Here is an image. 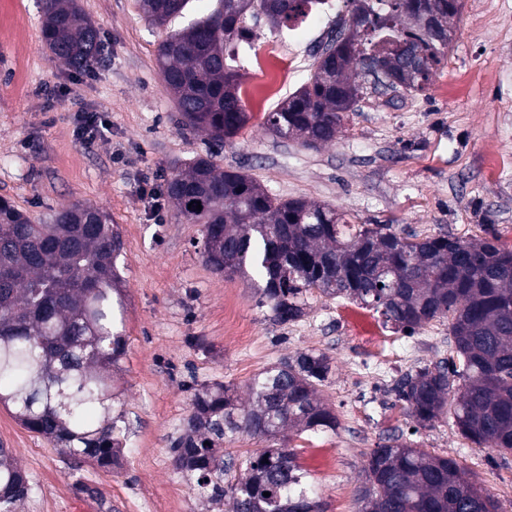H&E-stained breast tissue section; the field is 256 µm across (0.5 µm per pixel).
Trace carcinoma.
<instances>
[{
  "instance_id": "1",
  "label": "carcinoma",
  "mask_w": 512,
  "mask_h": 512,
  "mask_svg": "<svg viewBox=\"0 0 512 512\" xmlns=\"http://www.w3.org/2000/svg\"><path fill=\"white\" fill-rule=\"evenodd\" d=\"M190 0H139L146 20L187 18ZM215 0L202 18L168 33L157 53L165 89L186 124L224 143L249 120L237 55L263 14L290 27L325 0ZM349 17L314 58L309 80L267 113L275 135L316 147L336 140L362 85L349 71L373 54L407 92L427 89L448 53L458 0H349ZM42 41L49 59L86 72L101 58V30L77 0H45ZM165 195L185 223L203 225L204 263L226 276L254 269L262 297L281 324L304 314L307 294L344 297L413 334L448 318L449 357L401 376L394 392L423 427L452 413L458 433L478 448L512 455V250L498 239L401 235L390 224H352L345 214L302 198H278L212 156L172 173ZM201 202L202 209L188 208ZM122 249L111 216L73 204L48 224L0 199V404L54 447L110 470L117 465L122 414L114 413L112 366L124 354L112 292ZM329 357L301 351L251 381L240 405L221 382L194 390L186 430L173 446L177 469L197 495L230 499L233 512H319L308 473L293 448L247 452L224 461V441L240 430L274 438L288 427L334 432L336 415L317 398ZM359 512H499L494 495L459 462L394 437L362 468ZM270 496L265 497L263 493ZM31 484L0 448V512H17Z\"/></svg>"
}]
</instances>
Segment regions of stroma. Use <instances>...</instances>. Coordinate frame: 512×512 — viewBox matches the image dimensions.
<instances>
[{
  "instance_id": "1",
  "label": "stroma",
  "mask_w": 512,
  "mask_h": 512,
  "mask_svg": "<svg viewBox=\"0 0 512 512\" xmlns=\"http://www.w3.org/2000/svg\"><path fill=\"white\" fill-rule=\"evenodd\" d=\"M77 2L104 35L101 60L86 73L50 61L42 0H0V197L37 222L81 202L116 225L126 346L112 383L125 429L108 472L53 448L0 405V446L32 484L23 512H228L174 466L191 388L222 382L245 404L255 375L308 350L332 360L317 395L339 426L321 437L285 430L276 441L312 473L320 512H358L362 468L392 436L456 458L512 512V456L477 448L448 418L418 426L392 391L404 373L449 356L447 319L409 335L355 301L315 292L303 318L278 324L258 275L228 278L207 267L201 225L178 221L163 193L174 168L209 154L279 198L334 207L354 224L494 234L512 250V0H463L448 58L426 92L367 90L335 142L316 148L274 135L265 117L307 82L309 60L347 14L344 0L291 31L250 20L254 37L240 48L239 68L249 121L223 145L183 126L163 86L156 53L167 27L149 24L137 0ZM298 54L305 67H296ZM273 68L281 89L260 98ZM87 114L105 123L89 146L79 139ZM228 301L250 343L226 332Z\"/></svg>"
}]
</instances>
